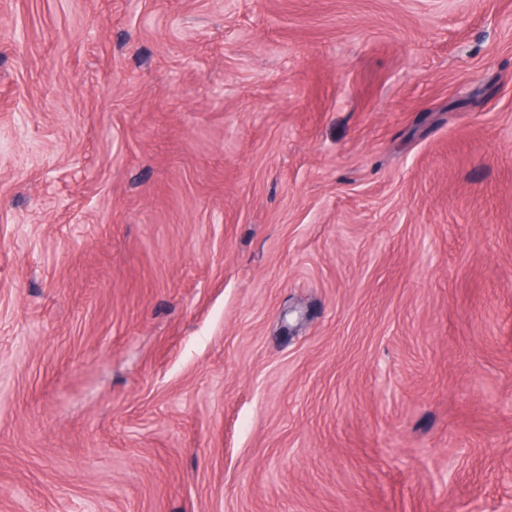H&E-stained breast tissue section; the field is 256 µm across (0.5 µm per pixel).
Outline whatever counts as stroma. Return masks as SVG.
<instances>
[{
  "mask_svg": "<svg viewBox=\"0 0 512 512\" xmlns=\"http://www.w3.org/2000/svg\"><path fill=\"white\" fill-rule=\"evenodd\" d=\"M0 512H512V0H0Z\"/></svg>",
  "mask_w": 512,
  "mask_h": 512,
  "instance_id": "obj_1",
  "label": "stroma"
}]
</instances>
